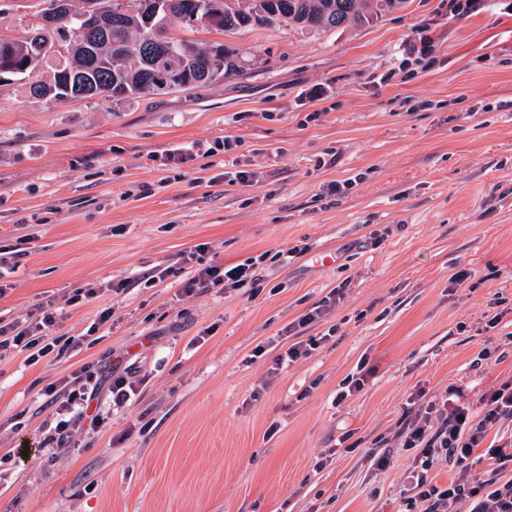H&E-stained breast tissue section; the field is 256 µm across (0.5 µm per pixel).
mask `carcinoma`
Instances as JSON below:
<instances>
[{
    "label": "carcinoma",
    "mask_w": 512,
    "mask_h": 512,
    "mask_svg": "<svg viewBox=\"0 0 512 512\" xmlns=\"http://www.w3.org/2000/svg\"><path fill=\"white\" fill-rule=\"evenodd\" d=\"M404 0H245V8L226 12L224 17L200 27L217 32H232L250 26H272L276 23L294 24L305 29H335L344 25H365L380 11L398 7ZM182 21L178 11L162 12L155 20L159 28L144 26L137 14H128L114 22L112 32L96 47L99 61L95 68L87 71L83 79L97 86L103 98L116 96H149L171 93L190 87L205 86L217 79L206 70L205 61L211 47H202L190 38L176 36L171 32L173 21ZM157 40L172 44L171 56L161 62L162 69L173 75L168 83L155 78V59L150 47ZM115 44L132 45L138 54L128 57L120 65H113L112 47ZM33 43L23 36L16 40L0 39V66L21 71L19 80L29 81L28 92L38 97L37 87L50 83L58 88L51 99L69 102L74 97L62 90L67 82L64 71L70 65L82 62L85 49L79 39H74L70 60L61 61L49 55L42 58L39 67L29 66ZM236 49L224 47V74L229 78L241 72ZM46 78H40L41 74Z\"/></svg>",
    "instance_id": "obj_1"
}]
</instances>
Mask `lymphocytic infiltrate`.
<instances>
[{
  "label": "lymphocytic infiltrate",
  "instance_id": "lymphocytic-infiltrate-1",
  "mask_svg": "<svg viewBox=\"0 0 512 512\" xmlns=\"http://www.w3.org/2000/svg\"><path fill=\"white\" fill-rule=\"evenodd\" d=\"M205 251V245L199 244L181 257L182 263L191 267L182 287L184 294L252 282L257 259L231 266L204 265L200 259ZM325 314V305H316L279 331L275 368L310 356L320 340L307 337L306 332ZM62 319V312L52 304L38 305L30 321L0 326V352L33 349L38 356H47L53 347L43 338ZM99 390L94 372L86 369L46 388L45 395L56 414L50 442L70 449L78 431L96 433L105 428L107 418L96 405ZM412 404L414 415L401 431L403 448L413 453L409 485L401 499L402 512H457L458 504L464 502L469 503V512H512V479L501 483L481 478L473 471L477 461H512V436L493 444L487 441L494 427L512 420V378L490 387L474 405L465 403L462 393L454 390L433 400L418 395ZM443 464L453 467L454 474L441 484L435 481L433 472Z\"/></svg>",
  "mask_w": 512,
  "mask_h": 512
}]
</instances>
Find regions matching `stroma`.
<instances>
[{
	"mask_svg": "<svg viewBox=\"0 0 512 512\" xmlns=\"http://www.w3.org/2000/svg\"><path fill=\"white\" fill-rule=\"evenodd\" d=\"M448 3L199 30L240 51L241 73L165 95L61 104L0 84V245L22 252L0 319L65 313L53 353L0 355V512H397L411 395L474 403L512 378V0ZM218 139L233 150L209 154ZM190 144L187 164L156 163ZM200 243L208 262L269 259L251 287L188 297L174 272L112 292ZM339 286L309 357L255 356ZM485 347L497 359L473 368ZM132 363L147 380L108 430L46 445V387Z\"/></svg>",
	"mask_w": 512,
	"mask_h": 512,
	"instance_id": "stroma-1",
	"label": "stroma"
}]
</instances>
